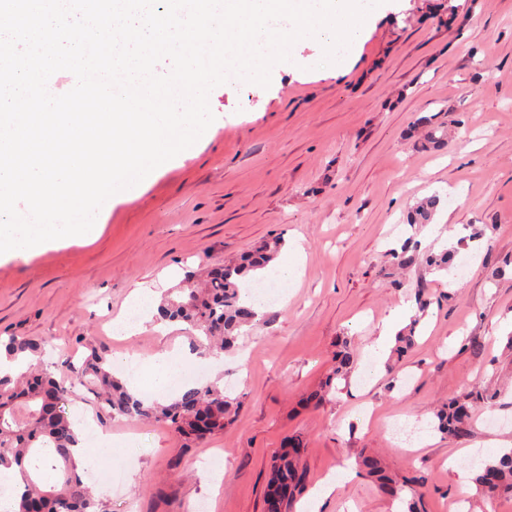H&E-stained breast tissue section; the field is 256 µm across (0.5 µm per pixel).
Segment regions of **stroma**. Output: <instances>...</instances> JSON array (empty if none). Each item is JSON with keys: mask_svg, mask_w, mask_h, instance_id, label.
<instances>
[{"mask_svg": "<svg viewBox=\"0 0 512 512\" xmlns=\"http://www.w3.org/2000/svg\"><path fill=\"white\" fill-rule=\"evenodd\" d=\"M431 4L391 0L340 75L301 69L273 73L259 92L215 87L208 134L141 196L102 216L95 240L0 263V335L43 339L72 417L146 449L124 456L115 485L88 468L101 512H190L198 502L205 512H263L271 461L296 432L308 490L289 512H402L415 492L424 512H448L460 497L469 512H512L511 494L485 500L459 477L512 444V276L490 278L512 257V0H453L450 27L430 18ZM436 112L448 120V147L420 150L409 131ZM434 194L442 226L430 234L403 223ZM275 235L302 245L298 275L224 357L225 393L244 406L223 433L189 447L157 424L98 413L69 371L87 345L110 357L190 346L179 324L113 334L136 284L162 277L178 288L187 274ZM409 236L424 252L453 250L455 264L392 275L384 253ZM420 287L433 303L417 345L376 375L369 348L381 323L395 309L415 311ZM343 337L353 373L325 404L306 406ZM474 384L497 398L478 407L468 436L431 431L435 411ZM367 452L415 479L414 492L394 500L362 475L344 478ZM215 453L223 457L216 487L201 476ZM328 479L337 489L314 498Z\"/></svg>", "mask_w": 512, "mask_h": 512, "instance_id": "35a3bbf8", "label": "stroma"}]
</instances>
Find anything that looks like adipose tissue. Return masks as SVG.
Masks as SVG:
<instances>
[{
	"instance_id": "obj_1",
	"label": "adipose tissue",
	"mask_w": 512,
	"mask_h": 512,
	"mask_svg": "<svg viewBox=\"0 0 512 512\" xmlns=\"http://www.w3.org/2000/svg\"><path fill=\"white\" fill-rule=\"evenodd\" d=\"M192 352L182 353L160 349L140 358L137 375H130L127 356L120 355L112 360L113 372L124 375L126 388L135 398L160 402L175 399L187 389V382L181 381V366L192 359Z\"/></svg>"
}]
</instances>
